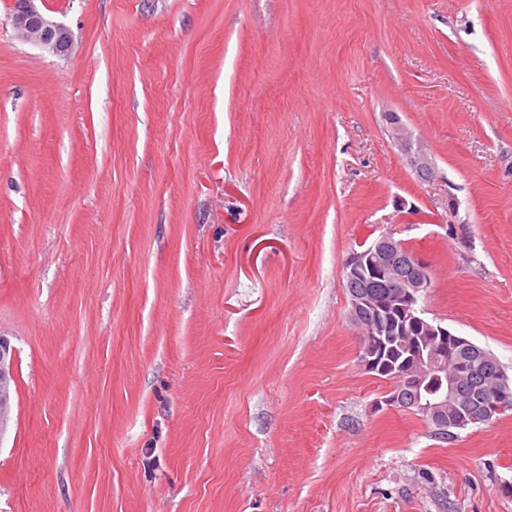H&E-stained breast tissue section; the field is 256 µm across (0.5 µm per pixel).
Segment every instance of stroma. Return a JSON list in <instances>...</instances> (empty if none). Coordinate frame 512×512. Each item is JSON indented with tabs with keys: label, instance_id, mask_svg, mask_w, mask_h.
Segmentation results:
<instances>
[{
	"label": "stroma",
	"instance_id": "1",
	"mask_svg": "<svg viewBox=\"0 0 512 512\" xmlns=\"http://www.w3.org/2000/svg\"><path fill=\"white\" fill-rule=\"evenodd\" d=\"M13 6L0 512H512V411L386 406L342 281L392 236L512 373V0H39L64 57ZM34 2L15 1L9 17L15 36L54 55H67L73 43L71 31L62 23L44 15ZM389 124L392 137L406 155L418 178L426 182L434 180L436 177L435 166L419 142L413 141L412 134L396 115L391 114L389 116ZM13 366V354L10 345L0 337V429L11 409V382L14 381Z\"/></svg>",
	"mask_w": 512,
	"mask_h": 512
}]
</instances>
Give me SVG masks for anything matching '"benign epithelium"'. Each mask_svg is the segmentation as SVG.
Returning a JSON list of instances; mask_svg holds the SVG:
<instances>
[{"label": "benign epithelium", "mask_w": 512, "mask_h": 512, "mask_svg": "<svg viewBox=\"0 0 512 512\" xmlns=\"http://www.w3.org/2000/svg\"><path fill=\"white\" fill-rule=\"evenodd\" d=\"M15 36L57 56L68 54L72 47L71 31L44 15L35 0H15L10 14ZM392 137L406 155L418 178L430 182L436 177L432 160L395 115L389 116ZM343 284L347 287L350 318L361 330L360 363L365 370H378L380 351L398 343L394 322L386 312L382 298L363 287L383 288L385 296L394 300L398 313L414 319L426 331V338L405 347L409 353L407 366L393 373L394 387L387 402L395 407L416 412L435 428L443 439L453 438L456 431L470 421L491 422L493 413L482 405L459 402L466 389L485 391L495 384L498 413L512 407V391L501 364L482 347L459 336L457 341L474 353L473 366L461 377L440 355L437 344L450 336L448 328L416 315L420 297L431 287L428 263L403 249V244L390 236H382L360 251L352 252L342 267ZM14 381L13 354L9 343L0 337V426L7 419L12 403Z\"/></svg>", "instance_id": "1"}]
</instances>
